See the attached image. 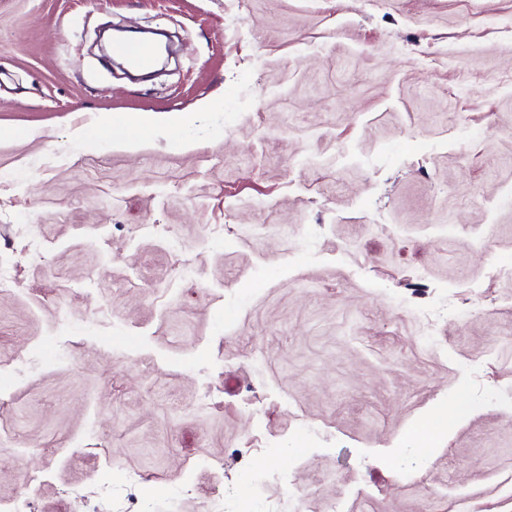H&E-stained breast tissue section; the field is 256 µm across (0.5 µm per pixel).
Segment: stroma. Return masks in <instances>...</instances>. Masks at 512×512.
Here are the masks:
<instances>
[{"instance_id": "obj_1", "label": "stroma", "mask_w": 512, "mask_h": 512, "mask_svg": "<svg viewBox=\"0 0 512 512\" xmlns=\"http://www.w3.org/2000/svg\"><path fill=\"white\" fill-rule=\"evenodd\" d=\"M0 263V502L512 512V0H0ZM114 50L139 70H149L155 64V48L149 43L134 39L126 40L116 43ZM456 420H457L456 418L448 417V424L445 425L446 424V415H445V417L443 419L436 421L434 423L429 421L427 426L425 424H423L421 426H417V427L413 428L410 432V444L413 447L412 448H391L389 450L390 459L393 460V462L395 464H398L401 462V458L403 456L414 455L421 462L426 461L428 458V452L427 453L422 452L419 448H429V445L432 443V440L435 439V436L432 435L427 440L424 437L422 430L426 427L429 431H433V430H431V425L433 424V427H440V426L445 425L442 429H440L441 431H443V430H446L448 428V426L452 425ZM145 479L139 472H128L121 483L116 485H106L97 492H93L97 497L100 495L110 504V509L114 512L126 511V502L137 498L142 493L145 485Z\"/></svg>"}]
</instances>
